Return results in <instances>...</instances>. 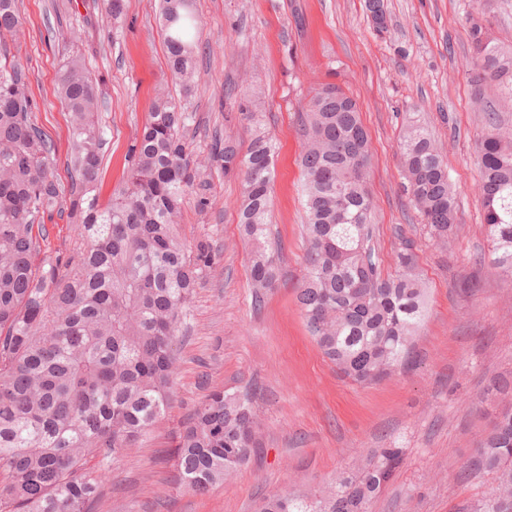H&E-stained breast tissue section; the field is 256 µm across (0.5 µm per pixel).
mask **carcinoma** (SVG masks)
I'll return each instance as SVG.
<instances>
[{"label":"carcinoma","mask_w":512,"mask_h":512,"mask_svg":"<svg viewBox=\"0 0 512 512\" xmlns=\"http://www.w3.org/2000/svg\"><path fill=\"white\" fill-rule=\"evenodd\" d=\"M378 32L388 29L384 0H367ZM200 20L193 0H160L167 67L191 93ZM21 27L18 0H0V35ZM477 84L498 83L512 101V55L503 56L474 25ZM72 118L78 183L67 204L82 226L67 259L46 247L41 219L61 204L50 175L53 148L33 119L24 68L0 51V512H94L104 474L96 460L132 448L167 409L177 370L175 345L208 255L191 253L177 226L192 169L186 129L192 116L157 95L132 146L125 186L106 204L96 184L105 137L99 89L79 56L57 73ZM486 106L489 132L478 145L484 224L498 267L512 275V126ZM306 274L296 299L308 332L345 378L372 385L408 359L426 313L410 246L383 273L372 243L367 186L368 137L357 101L327 83L302 122ZM405 191L421 223L442 244L455 220L448 164L420 120L398 142ZM224 174L242 177L239 224L253 245L250 278L261 295L276 279L266 217L274 149L257 135L240 155L224 140ZM500 412L461 476L486 473L493 487L469 512H512V382L494 384ZM252 399L213 389L180 430L174 455L181 484L203 494L230 479L262 447ZM404 459L379 448L336 474L316 495L276 493L255 512H369Z\"/></svg>","instance_id":"cac0c4a2"}]
</instances>
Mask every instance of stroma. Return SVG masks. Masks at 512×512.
Instances as JSON below:
<instances>
[{"mask_svg":"<svg viewBox=\"0 0 512 512\" xmlns=\"http://www.w3.org/2000/svg\"><path fill=\"white\" fill-rule=\"evenodd\" d=\"M388 30L376 33L365 0H194L201 19L192 92L191 156L205 165L189 190L180 233L208 247L178 354L165 414L136 447L103 462L109 479L96 512H254L263 496L320 492L353 458L400 443L405 462L370 512H467L485 497L487 475L460 473L491 429L489 389L512 376V276L490 251L479 192L477 145L486 133L475 89L472 24H491L512 52V0H385ZM102 0H19L24 20L14 53L28 75L34 113L54 148L53 179L71 191V118L55 76L80 54L100 93L108 144L97 194L124 184L129 148L156 90L172 86L158 23L160 0H126L118 19ZM352 95L370 136L368 188L383 268L411 242L427 288V313L405 367L361 386L337 373L308 333L296 294L305 273L301 114L318 86ZM254 115L244 120L239 105ZM431 130L448 164L456 228L437 245L409 206L398 154L412 115ZM276 146L271 187L278 276L255 300L251 244L242 236L240 178L213 156L216 136L246 153L254 132ZM251 391L262 446L208 493L184 489L174 437L211 389Z\"/></svg>","mask_w":512,"mask_h":512,"instance_id":"stroma-1","label":"stroma"}]
</instances>
